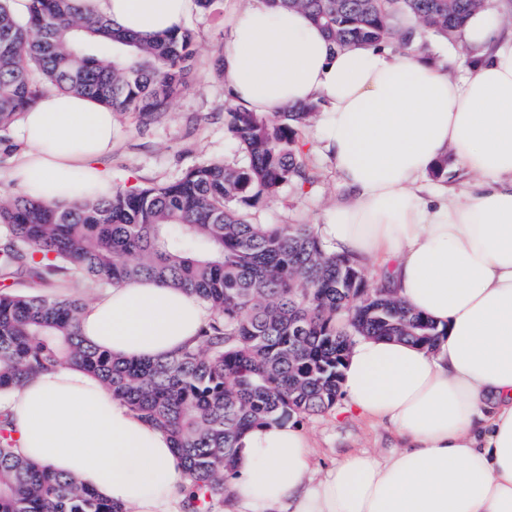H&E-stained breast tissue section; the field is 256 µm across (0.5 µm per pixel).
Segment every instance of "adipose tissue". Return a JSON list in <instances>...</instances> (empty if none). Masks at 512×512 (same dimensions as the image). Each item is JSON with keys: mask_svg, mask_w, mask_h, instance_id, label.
<instances>
[{"mask_svg": "<svg viewBox=\"0 0 512 512\" xmlns=\"http://www.w3.org/2000/svg\"><path fill=\"white\" fill-rule=\"evenodd\" d=\"M141 39L181 28L192 0H79ZM483 48L453 77L413 50L332 46L307 13L251 0L225 23L224 89L253 112L322 105L325 148L349 193L315 231L329 251L374 263L388 288L434 321V349L358 337L342 369L346 410L393 437L390 451L314 469L292 422L239 439L234 512H512V31L485 8L463 28ZM118 118L86 96L50 91L23 113L14 177L44 202L111 198L99 162ZM453 155L472 174L456 196L424 193ZM209 318L194 294L151 279L112 287L82 311L80 334L129 361L195 344ZM18 452L77 478L124 512H182L170 436L75 365L0 401Z\"/></svg>", "mask_w": 512, "mask_h": 512, "instance_id": "1", "label": "adipose tissue"}]
</instances>
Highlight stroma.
<instances>
[{
  "label": "stroma",
  "instance_id": "stroma-1",
  "mask_svg": "<svg viewBox=\"0 0 512 512\" xmlns=\"http://www.w3.org/2000/svg\"><path fill=\"white\" fill-rule=\"evenodd\" d=\"M246 0H216L210 13L191 9L183 23L196 40L188 89L166 112L150 120L122 117L110 156L101 165L121 189L171 181L205 161L230 162L238 153L224 127V81L215 60L224 43L228 11ZM301 151L314 174L312 184L288 186L253 208L258 224H319L325 211L345 195L336 169L323 150V130L310 122L301 133ZM299 427L314 446V464L323 468L356 448L381 452L390 445L382 428H372L350 414L330 410L303 418Z\"/></svg>",
  "mask_w": 512,
  "mask_h": 512
}]
</instances>
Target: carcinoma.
<instances>
[{
  "label": "carcinoma",
  "instance_id": "1",
  "mask_svg": "<svg viewBox=\"0 0 512 512\" xmlns=\"http://www.w3.org/2000/svg\"><path fill=\"white\" fill-rule=\"evenodd\" d=\"M306 11L339 49L433 34L456 42L488 0H267ZM196 55L182 29L144 42L73 0H32L15 18L0 0V159L9 131L44 93L37 67L60 91L90 95L121 117L151 118L187 88ZM318 103L273 114L225 106L241 158L201 163L155 186L119 189L97 203L0 198V392L72 363L169 434L183 463L185 512H217L240 435L254 425L321 415L334 407L354 336L432 346L443 332L329 252L312 224L264 229L250 209L312 175L298 147ZM76 271L91 283L140 278L198 296L211 317L196 346L155 362L124 361L84 343L77 295L21 294L22 276L48 281ZM372 288L371 299L356 301ZM11 414L0 410V512H123L68 475L15 453Z\"/></svg>",
  "mask_w": 512,
  "mask_h": 512
}]
</instances>
